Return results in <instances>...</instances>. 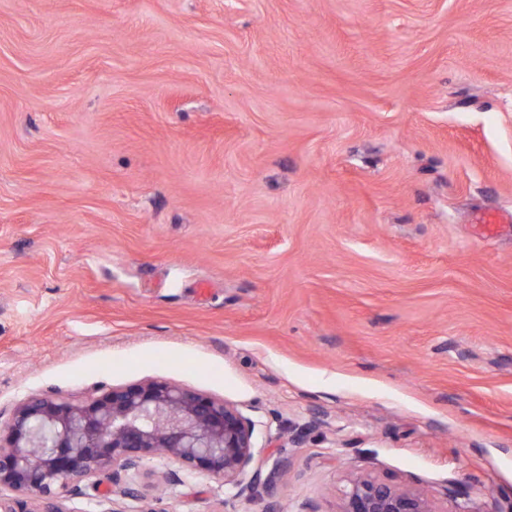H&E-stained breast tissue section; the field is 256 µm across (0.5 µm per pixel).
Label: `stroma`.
<instances>
[{
  "instance_id": "1",
  "label": "stroma",
  "mask_w": 512,
  "mask_h": 512,
  "mask_svg": "<svg viewBox=\"0 0 512 512\" xmlns=\"http://www.w3.org/2000/svg\"><path fill=\"white\" fill-rule=\"evenodd\" d=\"M512 0H0V420L166 381L287 474L154 512H512ZM337 512H439L434 502L413 488H402L372 476H356L343 490Z\"/></svg>"
}]
</instances>
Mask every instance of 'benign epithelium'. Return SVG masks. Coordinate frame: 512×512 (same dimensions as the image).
I'll use <instances>...</instances> for the list:
<instances>
[{"instance_id": "7a95c632", "label": "benign epithelium", "mask_w": 512, "mask_h": 512, "mask_svg": "<svg viewBox=\"0 0 512 512\" xmlns=\"http://www.w3.org/2000/svg\"><path fill=\"white\" fill-rule=\"evenodd\" d=\"M255 422L236 405L175 384L151 380L102 389L85 400L31 396L0 427V512H67L63 498L73 482L112 469L131 481L144 463L174 461L187 476L224 481L233 497L250 501L285 472L276 462L268 473L251 468L257 450ZM338 512H438L413 488L372 476H356L343 490Z\"/></svg>"}]
</instances>
